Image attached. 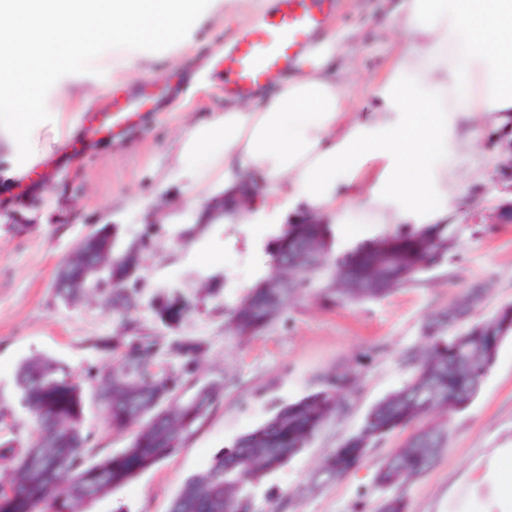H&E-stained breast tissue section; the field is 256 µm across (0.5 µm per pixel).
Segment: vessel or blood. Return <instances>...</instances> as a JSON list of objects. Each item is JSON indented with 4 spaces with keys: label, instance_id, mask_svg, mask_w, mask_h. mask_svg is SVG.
<instances>
[{
    "label": "vessel or blood",
    "instance_id": "1",
    "mask_svg": "<svg viewBox=\"0 0 512 512\" xmlns=\"http://www.w3.org/2000/svg\"><path fill=\"white\" fill-rule=\"evenodd\" d=\"M337 0H272L253 23L235 30L224 49V95L240 98L293 74L295 63L330 24ZM156 107L153 90L113 87L105 110L88 113L90 124L112 137L135 126Z\"/></svg>",
    "mask_w": 512,
    "mask_h": 512
}]
</instances>
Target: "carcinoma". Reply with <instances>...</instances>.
<instances>
[{
    "instance_id": "carcinoma-1",
    "label": "carcinoma",
    "mask_w": 512,
    "mask_h": 512,
    "mask_svg": "<svg viewBox=\"0 0 512 512\" xmlns=\"http://www.w3.org/2000/svg\"><path fill=\"white\" fill-rule=\"evenodd\" d=\"M467 229V224H415L331 260V225L288 224L272 241L279 268L274 283L263 280L241 300L224 305L227 330L239 340L264 332L303 294L334 305L356 304L416 285L423 273L455 259ZM140 258V244L117 249L115 233L104 225L67 258L55 284L61 299L102 296L121 317L118 335L95 341L109 364L88 371L86 379L110 427L135 426V435L123 451L100 454L91 432L83 429L86 379L48 358L22 363L16 381L36 436H23L18 424L0 434V512H91L99 499L183 447L223 397L224 383L196 382L197 364L207 351L204 341L182 337L165 343L139 332L132 312L138 303L135 285L142 279ZM193 308L187 299L166 296L156 313L162 322L175 324ZM472 310L465 291L425 321L426 349L410 348L402 355L409 378L378 401L361 427L328 455L325 479L351 472L389 434L413 426L404 446L374 476L376 487L386 493L377 512H407L404 498L388 491L427 471L445 446L443 432L425 420L438 409L450 415L465 410L501 342L512 335V302L467 325ZM165 354L179 360L178 371L160 367ZM356 377L353 369L325 374L314 390L281 405L262 425L220 449L203 472L185 480L169 512H253V489L312 443L343 408ZM187 384L193 393L185 397L179 390Z\"/></svg>"
}]
</instances>
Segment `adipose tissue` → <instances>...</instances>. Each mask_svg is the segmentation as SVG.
<instances>
[{
  "instance_id": "1",
  "label": "adipose tissue",
  "mask_w": 512,
  "mask_h": 512,
  "mask_svg": "<svg viewBox=\"0 0 512 512\" xmlns=\"http://www.w3.org/2000/svg\"><path fill=\"white\" fill-rule=\"evenodd\" d=\"M405 36L374 106L332 75L348 46L328 31L272 92L212 113L177 141V172L198 193L247 182L266 202L375 224H451L460 134L512 128V0H401Z\"/></svg>"
}]
</instances>
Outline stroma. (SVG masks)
<instances>
[{
    "mask_svg": "<svg viewBox=\"0 0 512 512\" xmlns=\"http://www.w3.org/2000/svg\"><path fill=\"white\" fill-rule=\"evenodd\" d=\"M267 0H210L185 39L160 52L109 49L90 73L61 77L49 90L52 118L34 136L35 153L51 152L56 165L26 188L15 185L0 161V434L15 421L33 434L19 402L16 372L25 360L47 357L74 374L104 365L97 338L116 335L120 320L101 298L66 304L53 283L63 259L91 230L117 228V243L144 241V280L133 312L143 333L203 340L207 355L197 376L225 381L224 396L203 428L173 455L99 500L93 512H168L183 482L213 455L271 417L284 402L310 392L324 373L358 366L350 407L326 423L312 444L272 474L253 496L254 512H373L381 497L378 465L402 448L409 433L389 435L342 479L316 483L325 458L355 432L371 407L407 380L400 356L422 346V325L448 308L473 282L493 288L471 321L512 302V224L464 233L458 261L424 273L418 285L358 304L326 306L303 297L265 332L238 341L225 329L224 307L278 272L271 246L254 251L238 224H207L186 235L202 201L187 180L173 177L176 141L192 123L227 106L222 88L224 40L256 20ZM398 0H339L332 29L350 48L336 77L354 104L374 101L400 36L392 28ZM146 82L174 88L160 111L116 143L93 135L80 117L103 106L113 85ZM82 140L73 152L71 140ZM462 174L460 221L489 212L500 194L496 134L456 153ZM217 280V296L203 292ZM180 295L195 308L176 328L158 318V295ZM378 355H371V348ZM434 423L447 442L433 466L400 488L408 512H501L490 474L497 449L512 448V336L505 338L475 399Z\"/></svg>",
    "mask_w": 512,
    "mask_h": 512,
    "instance_id": "35a3bbf8",
    "label": "stroma"
}]
</instances>
